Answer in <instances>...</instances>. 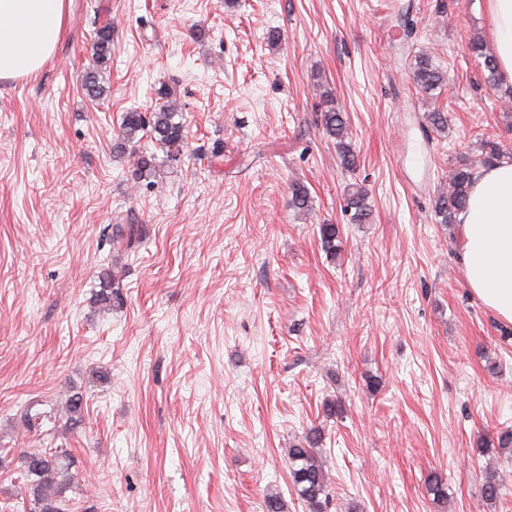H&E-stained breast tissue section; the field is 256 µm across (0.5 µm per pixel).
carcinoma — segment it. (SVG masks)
<instances>
[{
    "mask_svg": "<svg viewBox=\"0 0 512 512\" xmlns=\"http://www.w3.org/2000/svg\"><path fill=\"white\" fill-rule=\"evenodd\" d=\"M93 50L98 65L103 67L112 55V26L104 25L95 34ZM471 55L478 60L491 81L496 80L497 63L495 59L484 53L478 40L470 42ZM413 81L418 92L434 98L435 92L445 87V74L436 65L433 56L427 52L416 57L413 69ZM84 89L96 99L106 93L100 81V72L88 70L84 74ZM164 102L154 112L145 114L136 110L125 113L120 126V147L141 140V134L150 132L159 148L170 160H177L185 142V126L176 120L179 116L177 105L168 101L165 89H158ZM426 122L431 130L442 132L448 127V114L440 108L426 113ZM320 124L324 137L334 142L341 164L346 169L357 166V154L352 147L346 113L335 106L321 112ZM503 157V151L495 141L485 140L482 143L480 158L474 161H459L448 181V188L440 190L434 200V213L441 224L457 223V215L466 207L470 194L474 172L489 166ZM291 206L296 210L305 211L311 207L308 188L301 183L291 186ZM346 210L352 212L351 219L357 224L364 223L370 215L367 193L361 187L349 191L346 197ZM322 247L329 254H336L341 248V230L337 224L319 225ZM99 293L97 302L107 306L112 303L113 274L104 269L98 275ZM22 469L18 479L25 481L31 489L33 512H67L68 504L64 493L76 480L71 471V454L63 447L28 448L22 451ZM290 477L297 495L305 501L312 512H323L329 502V490L324 462L314 443L308 447L297 446L288 449ZM482 497L492 501L501 495V485L493 472H487L481 485Z\"/></svg>",
    "mask_w": 512,
    "mask_h": 512,
    "instance_id": "1",
    "label": "carcinoma"
}]
</instances>
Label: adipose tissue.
Listing matches in <instances>:
<instances>
[{
    "mask_svg": "<svg viewBox=\"0 0 512 512\" xmlns=\"http://www.w3.org/2000/svg\"><path fill=\"white\" fill-rule=\"evenodd\" d=\"M490 50L503 88H512V0H482ZM66 0H0V80L36 73L53 52ZM459 249L469 288L512 324V160L478 169L459 216Z\"/></svg>",
    "mask_w": 512,
    "mask_h": 512,
    "instance_id": "adipose-tissue-1",
    "label": "adipose tissue"
}]
</instances>
